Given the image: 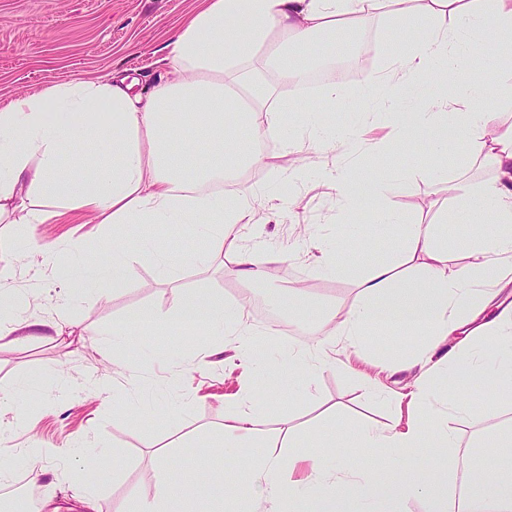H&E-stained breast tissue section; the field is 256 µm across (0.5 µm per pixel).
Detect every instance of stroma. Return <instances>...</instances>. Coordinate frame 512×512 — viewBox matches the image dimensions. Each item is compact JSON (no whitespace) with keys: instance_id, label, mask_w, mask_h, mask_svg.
<instances>
[{"instance_id":"35a3bbf8","label":"stroma","mask_w":512,"mask_h":512,"mask_svg":"<svg viewBox=\"0 0 512 512\" xmlns=\"http://www.w3.org/2000/svg\"><path fill=\"white\" fill-rule=\"evenodd\" d=\"M198 0H0V107L18 94L33 91L60 80L93 78L114 68H125L151 86L167 68L161 65L163 47L181 19L194 10ZM426 149L422 146L393 145L385 162L404 171L406 187L390 195L389 206L412 220L435 221L447 194L425 170ZM298 203L289 211L259 225L261 239L271 243L275 254L271 264L276 274L267 282L251 286L234 275L235 257L226 253L205 264L185 262V255L197 252L198 238L192 225L132 224L127 235L155 238L172 255L174 279L161 280L152 258L143 256L133 273L119 287L105 286L108 300L97 297L99 290L79 289L75 312L82 324L104 330L112 322L143 308H152L159 319L176 310L172 288L203 297L219 293L235 300L249 296V321L263 330L267 341L257 350L270 367L284 369L288 355L285 338H298L296 323L279 327L266 318L275 300L291 288L302 286L303 309L321 314L331 305L349 302L356 293L354 270L390 260L394 237L368 232L358 252L349 254L350 274L330 276L317 273L307 255L295 243L298 227L309 226L322 242L335 241L345 231L346 215L335 190L314 181L297 190ZM37 238L67 244L78 240L81 252H62L49 265L35 253L20 255L22 242L10 234L0 235V259L19 261L16 288L29 291L31 312L47 314L59 296L68 291L64 269L83 267L89 259L107 256L112 238L108 224L93 226L78 218L46 221L37 225ZM218 336L189 337L150 329L141 343L119 347L105 336L81 340L79 336H50L16 342L0 338V429L4 445L24 450L38 440L48 469L38 483L39 493L31 507L15 512H83L69 486L72 482L95 491L99 512H122L130 493L149 498L155 493V471L165 466L172 474H194L199 492L189 512H252L250 500H215L211 487L215 476L238 483L251 466V449H243L233 463H226L217 445L223 437L224 414L230 409L227 396L244 382L242 367L233 350L222 347ZM222 349L220 363L196 369L201 358ZM414 349L411 337L373 334L361 349L362 356H387L395 372L388 386L396 391L412 380L401 365ZM346 358L342 347L329 351L324 364L310 384L299 383L281 395L282 409L265 427L267 434L289 429L301 434L306 448L339 444L331 419L349 425L373 422L390 425L400 413L389 402L367 395L361 378L342 368ZM106 377L112 384V400L102 403L89 388L94 377ZM39 378L51 387L49 396L20 394L17 383ZM199 388L201 397L185 402L188 389ZM466 396L470 416L449 422L463 442H471L485 428L480 408L489 397L481 378L471 379ZM90 446L88 462L71 459L68 450L78 441Z\"/></svg>"}]
</instances>
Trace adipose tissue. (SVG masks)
Segmentation results:
<instances>
[{
  "label": "adipose tissue",
  "mask_w": 512,
  "mask_h": 512,
  "mask_svg": "<svg viewBox=\"0 0 512 512\" xmlns=\"http://www.w3.org/2000/svg\"><path fill=\"white\" fill-rule=\"evenodd\" d=\"M381 15L389 20L384 66L367 67L355 50L348 58L361 73L358 90L333 80L324 85L322 102L340 104L353 117L336 129L303 87L311 74L335 67L339 28L358 30ZM165 51L177 79L162 75L144 88L137 77L115 71L59 81L0 108V223L23 225L29 238L50 207L113 225L110 260L83 273L97 285L120 284L149 248L122 226L191 224L215 252H233L239 280L259 283L272 246L247 243L245 232L258 224L260 209L296 205L297 181L316 169L312 152L340 142L363 145L371 107L398 115L391 140L378 141L377 149L387 151L395 141L426 144V170L446 185L448 203L438 222L409 224L384 204L403 188L391 168L354 169L341 155L320 168L348 217L368 212L378 227L395 231L401 261L369 267L351 302L304 324L286 371L273 374L253 360L258 331L243 301L175 292L171 326L199 324L204 335L227 338L252 359L255 380L271 395L264 408L241 396L224 415L226 460L238 448L256 451L233 493L255 497L259 512H400L409 498L426 499L428 512H512L511 434L481 433L480 447L498 451L488 473L466 465L452 474L438 466L422 473L409 464L424 446L456 447L448 420L470 411L467 379L483 378L490 391L485 420H497L503 398L512 396V124L500 122L495 105L498 78L512 70V0H204ZM287 112L296 113L306 144L285 139L293 156L288 167L271 183L249 182L245 171L267 160L261 141L283 136ZM189 128L202 130V138L183 139ZM455 140L464 142L468 163L491 167L490 180H449L445 158ZM65 158L67 176L59 173ZM452 224L491 227L463 241L467 262L455 268L448 264ZM17 274L15 264L0 265L1 336L24 342L73 328L67 296L54 314H29L26 296L11 286ZM499 297L506 305L485 319ZM374 326L421 338L422 346L407 361L418 371L407 395L393 394L382 381L386 363L366 378L369 393L411 410L405 424L363 423L346 432V446L370 456L372 471L305 451L298 441H289L285 455L263 442L261 418L277 409L281 388L311 379L328 347L358 351ZM454 334L462 340L452 345ZM445 377L457 382L454 395L438 388ZM285 470L293 474L286 483ZM195 495L192 475L165 474L152 499L131 494L126 512H186Z\"/></svg>",
  "instance_id": "ef3b65f1"
}]
</instances>
